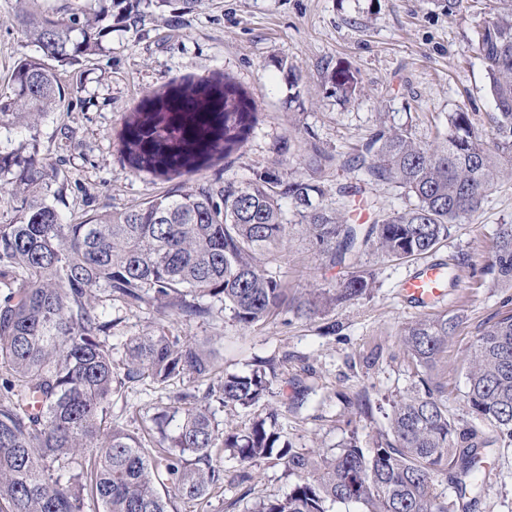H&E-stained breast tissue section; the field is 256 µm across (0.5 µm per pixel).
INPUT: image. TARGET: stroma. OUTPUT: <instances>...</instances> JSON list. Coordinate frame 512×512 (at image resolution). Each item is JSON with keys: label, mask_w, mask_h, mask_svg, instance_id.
Wrapping results in <instances>:
<instances>
[{"label": "stroma", "mask_w": 512, "mask_h": 512, "mask_svg": "<svg viewBox=\"0 0 512 512\" xmlns=\"http://www.w3.org/2000/svg\"><path fill=\"white\" fill-rule=\"evenodd\" d=\"M18 0H0V94L19 56L14 24ZM479 15L471 0H200L181 17L147 10L143 23L113 19L112 35L102 55L70 68L61 77L66 110L39 123L41 152L66 191L57 207L65 222L106 206L136 207L171 188L164 181L132 172L120 160L116 138L125 115L151 92L186 78L221 72L241 85L258 110L248 144L220 166L185 175L186 183H244L254 172L277 169L289 178L308 172L314 151L324 160L313 172L323 189L321 206L349 222L404 207L402 189L391 184L366 188L368 203L355 211L350 196L360 174L349 161L382 128L412 129L418 141L438 145L448 133V114L459 104L484 116L491 111L484 67L470 48ZM300 76L290 87L285 65ZM351 67L360 91L353 99L336 97L330 74ZM288 236L260 255L263 266L298 298L313 289L338 287L350 274L331 265L314 245L293 204H286ZM502 224H512V167L502 174L482 209L454 225L424 259L392 262L373 246L363 247L358 265L370 271V293L309 319L279 313L249 329L240 327L221 304L212 315L188 321L160 313L153 300L126 304L104 300L112 320L109 341L114 361L125 357L130 337L162 327L173 336L205 339L218 350L227 373L245 374L259 362L277 367L271 401L278 410L276 429L293 448L341 447L350 437L373 444L393 402L414 387L410 359L399 344L408 322L438 313L459 316L437 373L448 384V411L469 419L462 358L480 330L498 315L512 312V290L494 288L470 267H481L491 254ZM467 259L459 280L446 284L434 306L420 305L402 291L422 264ZM336 332L326 335L325 328ZM183 388L127 382L112 397L108 420L130 430L150 425L158 407ZM368 394L371 414L357 408L358 394ZM492 469L468 512H512V447H490ZM229 481L211 494L201 512H251L262 500L288 494L284 466L275 459L249 465L250 481L235 482L240 463L222 459Z\"/></svg>", "instance_id": "obj_1"}]
</instances>
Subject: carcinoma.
<instances>
[{"instance_id": "cac0c4a2", "label": "carcinoma", "mask_w": 512, "mask_h": 512, "mask_svg": "<svg viewBox=\"0 0 512 512\" xmlns=\"http://www.w3.org/2000/svg\"><path fill=\"white\" fill-rule=\"evenodd\" d=\"M145 2L182 13L197 0ZM20 3L22 51L9 93L0 95V127H23L31 142L0 150V512H83L87 499L103 512H171L174 499L200 505L224 488L217 456L225 453L242 463L274 456L292 479L286 497L263 500L256 512H330L349 503L358 512H453L442 480L452 477L462 500L478 486L483 449L512 446L511 312L487 326L463 360L476 423L448 414L447 385L435 378L457 327L455 317L438 313L400 330L417 381L411 395L391 405L373 446L352 438L334 452H300L281 440L274 409L243 432L219 429L211 409L212 398L224 407L268 400L273 367L221 375L209 342L163 327L131 337L118 367L98 295L128 304L150 295L189 320L210 315L219 302L245 327L266 321L283 309L285 288L257 255L288 235L284 199L334 265L354 259L360 243L396 261L431 253L453 225L481 209L502 165L512 162V0H495L471 41L494 111L478 121L458 106L448 114L442 146L418 142L408 128L379 130L363 144L358 169L365 178L394 184L408 198L365 231L316 204L323 189L313 178L285 181L270 168L245 184H182L138 207L109 206L64 223L55 206L62 188L54 187L36 144L38 121L61 110V71L102 54L112 34L105 20L134 4ZM30 46L36 52H26ZM330 80L339 97L358 91L348 68ZM257 122L247 91L224 74L175 81L126 116L121 161L169 181L240 151ZM480 274L512 288V224L499 226ZM374 283L373 273L357 270L288 311L308 318L368 294ZM184 378L208 383L205 402L184 393L142 433L108 421L112 395L126 382Z\"/></svg>"}]
</instances>
